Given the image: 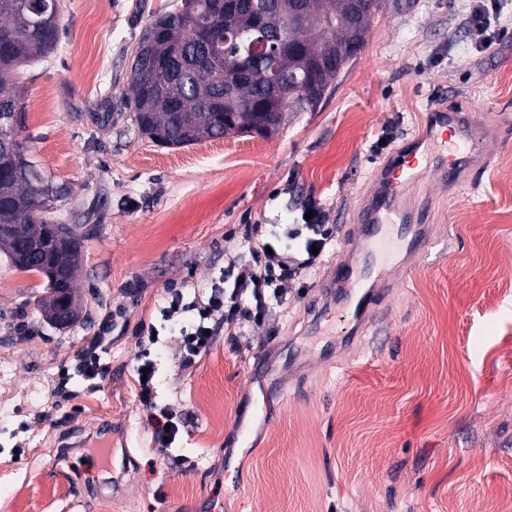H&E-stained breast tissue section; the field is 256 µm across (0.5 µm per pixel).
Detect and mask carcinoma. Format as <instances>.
<instances>
[{
	"label": "carcinoma",
	"mask_w": 512,
	"mask_h": 512,
	"mask_svg": "<svg viewBox=\"0 0 512 512\" xmlns=\"http://www.w3.org/2000/svg\"><path fill=\"white\" fill-rule=\"evenodd\" d=\"M369 0H175L132 46V76L122 92L139 133L165 148L228 134L276 132L284 114L315 111L335 89L351 51L362 49L373 12L354 21ZM59 0H0V254L22 271L40 274L47 295L37 301L57 323L62 303L81 308L73 277L65 294L48 269L83 264L82 224L57 216L70 186L44 176L19 139L25 124L22 88L5 76L44 60L59 39ZM265 41L278 50L253 55ZM283 83L271 84L270 70Z\"/></svg>",
	"instance_id": "obj_1"
}]
</instances>
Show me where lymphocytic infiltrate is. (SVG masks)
<instances>
[{
  "mask_svg": "<svg viewBox=\"0 0 512 512\" xmlns=\"http://www.w3.org/2000/svg\"><path fill=\"white\" fill-rule=\"evenodd\" d=\"M308 208L313 212L309 220L272 231L270 242L251 245L250 264L222 270L207 284L205 293L191 296L180 288L167 289L159 313L163 320L175 323L185 365L194 364L218 334L232 341L244 329H262L275 307L286 303L291 281L317 264L318 251L332 244L334 233L319 203L310 202ZM116 319V314L106 315L98 338L90 340L79 355L77 369L88 388H96L106 375L100 339L111 332ZM137 368L147 374L137 387L151 419L153 441L160 450H168L180 432L179 423L157 402L158 368L148 351H141Z\"/></svg>",
  "mask_w": 512,
  "mask_h": 512,
  "instance_id": "obj_1",
  "label": "lymphocytic infiltrate"
}]
</instances>
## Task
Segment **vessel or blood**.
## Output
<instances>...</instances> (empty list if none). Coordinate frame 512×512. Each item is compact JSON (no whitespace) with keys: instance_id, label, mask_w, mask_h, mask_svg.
<instances>
[{"instance_id":"b4317fda","label":"vessel or blood","mask_w":512,"mask_h":512,"mask_svg":"<svg viewBox=\"0 0 512 512\" xmlns=\"http://www.w3.org/2000/svg\"><path fill=\"white\" fill-rule=\"evenodd\" d=\"M424 126L422 135L386 161L359 217L361 244L341 247L336 253L334 303L361 323L377 308L379 287L397 269V255L426 246L423 217L407 211L405 199L423 175L452 180L473 166L486 139V124L462 108L430 109Z\"/></svg>"}]
</instances>
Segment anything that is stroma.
Returning a JSON list of instances; mask_svg holds the SVG:
<instances>
[{"instance_id": "35a3bbf8", "label": "stroma", "mask_w": 512, "mask_h": 512, "mask_svg": "<svg viewBox=\"0 0 512 512\" xmlns=\"http://www.w3.org/2000/svg\"><path fill=\"white\" fill-rule=\"evenodd\" d=\"M167 2L60 0L56 52L15 76L31 156L72 186L62 214L87 238L68 327L35 307L43 278L0 256V512H101L107 498L112 512H512V2L506 33L479 49L467 0H384L318 111L286 113L267 138L166 149L111 93ZM435 106L508 129L457 186L425 177L430 243L376 328L338 340L350 323L321 288L330 253L262 330L216 336L192 366L165 332L158 399L181 426L156 448L135 325L156 321L171 284L191 292L245 264L248 229L300 223L308 200L351 238L385 159L373 143L387 131L400 148ZM119 309L107 377L72 378L63 397L61 372Z\"/></svg>"}]
</instances>
